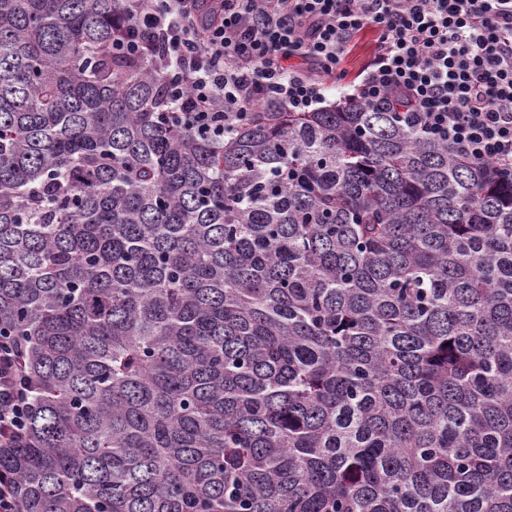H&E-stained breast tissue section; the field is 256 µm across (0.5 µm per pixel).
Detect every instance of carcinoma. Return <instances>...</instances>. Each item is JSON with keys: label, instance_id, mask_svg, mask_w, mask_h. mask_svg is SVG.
<instances>
[{"label": "carcinoma", "instance_id": "obj_1", "mask_svg": "<svg viewBox=\"0 0 512 512\" xmlns=\"http://www.w3.org/2000/svg\"><path fill=\"white\" fill-rule=\"evenodd\" d=\"M120 0H0L19 512H512V169L343 99L212 144Z\"/></svg>", "mask_w": 512, "mask_h": 512}]
</instances>
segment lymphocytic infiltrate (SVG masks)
<instances>
[{
	"instance_id": "f902f5d3",
	"label": "lymphocytic infiltrate",
	"mask_w": 512,
	"mask_h": 512,
	"mask_svg": "<svg viewBox=\"0 0 512 512\" xmlns=\"http://www.w3.org/2000/svg\"><path fill=\"white\" fill-rule=\"evenodd\" d=\"M121 51L164 55L165 117L212 142L271 102L315 112L355 36L378 48L348 96L469 159L512 168V0H123ZM158 32L159 44L143 39ZM307 70L291 68V59ZM19 345L0 336V445L25 431Z\"/></svg>"
}]
</instances>
